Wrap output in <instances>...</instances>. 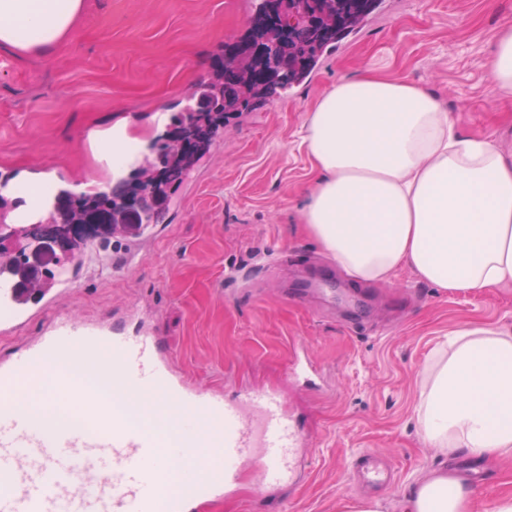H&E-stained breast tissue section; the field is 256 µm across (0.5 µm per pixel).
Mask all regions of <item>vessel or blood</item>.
Returning <instances> with one entry per match:
<instances>
[{
	"label": "vessel or blood",
	"instance_id": "vessel-or-blood-1",
	"mask_svg": "<svg viewBox=\"0 0 512 512\" xmlns=\"http://www.w3.org/2000/svg\"><path fill=\"white\" fill-rule=\"evenodd\" d=\"M0 268V333L44 319L41 336L0 360V512H202L233 496L243 472L263 495L295 483L308 438L274 391L227 400L177 371L152 329L126 332L60 312L70 277L22 301ZM112 370L98 371L102 352ZM46 371L76 420L24 404V385ZM142 401L155 428L132 426ZM174 430L172 446L156 431Z\"/></svg>",
	"mask_w": 512,
	"mask_h": 512
}]
</instances>
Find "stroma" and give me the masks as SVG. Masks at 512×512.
Masks as SVG:
<instances>
[{
    "mask_svg": "<svg viewBox=\"0 0 512 512\" xmlns=\"http://www.w3.org/2000/svg\"><path fill=\"white\" fill-rule=\"evenodd\" d=\"M71 35L45 55L0 47V174L50 172L73 193L112 187L96 142L124 125L147 149L171 129L180 104L243 33L255 0H86ZM512 22V0H382L287 96L229 119L208 160L173 194L139 265L119 274L86 253L67 309L127 327L131 308L152 314L176 368L195 385L235 398L277 391L311 436L304 478L257 496L246 474L238 496L213 512H339L375 496L402 512L410 489L441 462L415 418L427 360L459 328L512 331V287L479 293L435 288L410 269L383 284L337 273L358 295L343 309L292 302L295 288L328 262L305 231L313 180L300 135L315 101L365 66L433 91L463 134L494 138L512 154V99L488 79L495 35ZM165 120L153 121L156 111ZM306 348L317 386L286 377L295 345ZM367 451L386 457L391 487L357 484ZM476 484V512L512 493V457L490 460Z\"/></svg>",
    "mask_w": 512,
    "mask_h": 512,
    "instance_id": "stroma-1",
    "label": "stroma"
}]
</instances>
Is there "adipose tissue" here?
Here are the masks:
<instances>
[{
  "label": "adipose tissue",
  "instance_id": "1",
  "mask_svg": "<svg viewBox=\"0 0 512 512\" xmlns=\"http://www.w3.org/2000/svg\"><path fill=\"white\" fill-rule=\"evenodd\" d=\"M85 0H0V46L40 55L63 41ZM489 79L512 98V23L496 37ZM300 146L316 175L308 235L337 268L368 283L410 267L445 291L512 286V158L459 132L420 84L374 69L338 82L310 110ZM444 456L512 455V335L457 330L431 356L416 409ZM475 492L429 471L404 512H473Z\"/></svg>",
  "mask_w": 512,
  "mask_h": 512
}]
</instances>
